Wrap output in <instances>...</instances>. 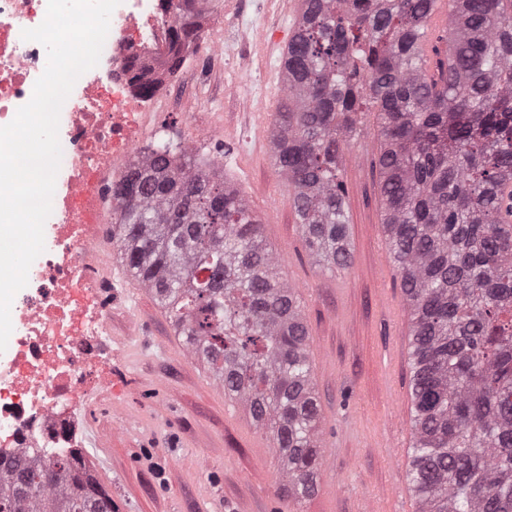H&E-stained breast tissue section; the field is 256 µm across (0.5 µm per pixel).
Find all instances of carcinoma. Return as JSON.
Listing matches in <instances>:
<instances>
[{
  "label": "carcinoma",
  "mask_w": 512,
  "mask_h": 512,
  "mask_svg": "<svg viewBox=\"0 0 512 512\" xmlns=\"http://www.w3.org/2000/svg\"><path fill=\"white\" fill-rule=\"evenodd\" d=\"M170 42L202 38L190 0H162ZM448 10L439 74L422 56ZM270 144L308 256L352 263L342 167L377 123L390 256L409 314L419 512H512V0H301L281 61ZM112 247L224 394L279 448L278 493L318 488L320 409L299 290L263 224L218 169L178 148L112 186ZM0 512H112L81 453L0 461Z\"/></svg>",
  "instance_id": "carcinoma-1"
}]
</instances>
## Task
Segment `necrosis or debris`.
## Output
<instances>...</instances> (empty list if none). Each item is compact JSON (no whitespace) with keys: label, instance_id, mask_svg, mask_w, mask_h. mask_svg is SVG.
Instances as JSON below:
<instances>
[{"label":"necrosis or debris","instance_id":"4bbe7bcc","mask_svg":"<svg viewBox=\"0 0 512 512\" xmlns=\"http://www.w3.org/2000/svg\"><path fill=\"white\" fill-rule=\"evenodd\" d=\"M47 0H0V126L26 104L47 64L43 45L22 30L45 19ZM160 0H121L98 64L82 74L59 120L62 160L44 230V252L11 306L13 331L0 353V451L56 457L79 447L77 410L112 368L110 309L100 267L102 231L112 228V185L149 160V115L160 94L133 90L120 70L132 48L168 52Z\"/></svg>","mask_w":512,"mask_h":512}]
</instances>
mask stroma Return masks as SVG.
I'll return each mask as SVG.
<instances>
[{"mask_svg": "<svg viewBox=\"0 0 512 512\" xmlns=\"http://www.w3.org/2000/svg\"><path fill=\"white\" fill-rule=\"evenodd\" d=\"M269 12L261 37L237 35L262 84L200 52L191 78L171 83L173 110L157 114L167 138L187 137L186 113L205 114L225 177L259 216L280 274L304 297L323 457L317 493L301 505L278 497L279 453L248 409L225 395L189 355L169 315L106 250L112 281V369L82 411L85 450L112 495V512H417L408 490L410 371L405 295L387 250L376 166L375 119L344 162L353 262L330 273L306 255L291 194L271 145L247 157L226 130L251 121L243 99L273 121L282 97L281 50L292 13Z\"/></svg>", "mask_w": 512, "mask_h": 512, "instance_id": "obj_1", "label": "stroma"}]
</instances>
